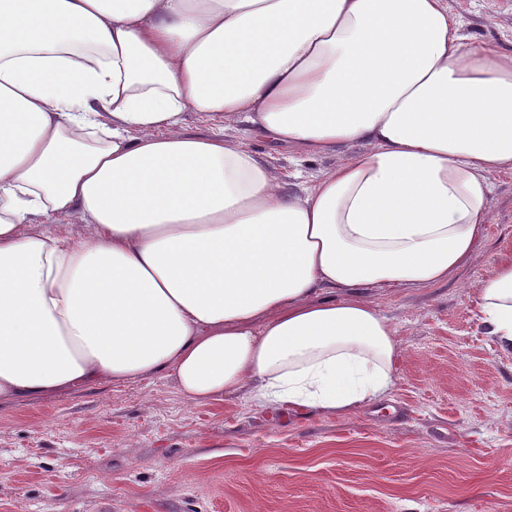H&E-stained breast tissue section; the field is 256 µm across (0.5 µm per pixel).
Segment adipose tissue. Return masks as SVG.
Listing matches in <instances>:
<instances>
[{
	"label": "adipose tissue",
	"instance_id": "obj_1",
	"mask_svg": "<svg viewBox=\"0 0 512 512\" xmlns=\"http://www.w3.org/2000/svg\"><path fill=\"white\" fill-rule=\"evenodd\" d=\"M241 119L344 157L285 190ZM506 170L512 51L448 0H0V402L158 372L195 403L384 401L396 330L365 288L468 265ZM476 295L512 353V253ZM184 118V130L187 134L207 136L217 132V125L197 112L187 111Z\"/></svg>",
	"mask_w": 512,
	"mask_h": 512
}]
</instances>
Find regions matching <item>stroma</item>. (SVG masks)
Here are the masks:
<instances>
[{
  "label": "stroma",
  "instance_id": "1",
  "mask_svg": "<svg viewBox=\"0 0 512 512\" xmlns=\"http://www.w3.org/2000/svg\"><path fill=\"white\" fill-rule=\"evenodd\" d=\"M473 39L512 50V0H448ZM287 188L333 167L268 150ZM473 260L431 288H375L399 343L389 399L339 419L247 392L187 401L157 373L0 405V512H512V353L475 291L512 253V172L494 175Z\"/></svg>",
  "mask_w": 512,
  "mask_h": 512
}]
</instances>
